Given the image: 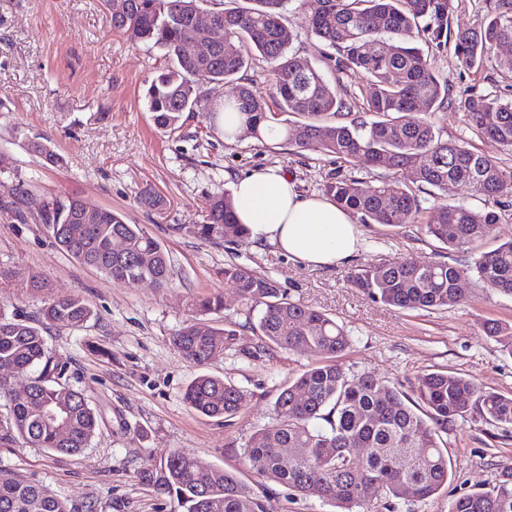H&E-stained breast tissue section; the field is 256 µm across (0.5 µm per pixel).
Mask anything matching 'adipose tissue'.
Instances as JSON below:
<instances>
[{
  "label": "adipose tissue",
  "mask_w": 512,
  "mask_h": 512,
  "mask_svg": "<svg viewBox=\"0 0 512 512\" xmlns=\"http://www.w3.org/2000/svg\"><path fill=\"white\" fill-rule=\"evenodd\" d=\"M234 214L252 242L301 263L332 268L350 258L361 232L350 213L324 196L299 192L281 168L259 169L232 191Z\"/></svg>",
  "instance_id": "obj_1"
}]
</instances>
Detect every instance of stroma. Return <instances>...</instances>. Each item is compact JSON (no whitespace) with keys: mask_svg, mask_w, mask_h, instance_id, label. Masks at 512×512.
Instances as JSON below:
<instances>
[{"mask_svg":"<svg viewBox=\"0 0 512 512\" xmlns=\"http://www.w3.org/2000/svg\"><path fill=\"white\" fill-rule=\"evenodd\" d=\"M319 7V0H305L302 9L288 10L287 25L295 33L291 51L338 78L349 94L360 95L365 74L356 68L335 72L329 48L304 28L306 15ZM423 50L447 79L453 101L473 94L512 97V73L495 62L476 71L461 65L454 48L427 43ZM164 64L160 51L113 32L101 0H0V197L22 184L29 216L25 224L0 216V266L33 271L47 281L44 288L21 293L0 287V306L33 316L52 297L74 294L91 304L96 316L87 327H53L46 337L68 384L86 390L101 417L82 453L66 456L20 443L0 447V469L42 483L92 512H173L169 498L143 486L136 472L145 459L160 460L175 450L234 471L262 491L265 483L243 450L258 429L276 426L278 389L311 364V357L276 352L252 358L257 338L249 326L240 327L237 350L213 359L207 371L244 387L250 401L233 418L213 419L186 403L185 390L199 370L171 342L197 296L221 295L226 315L239 310L223 274L231 261L254 276L275 279L293 299L342 323L352 337L342 359L350 374L369 373L407 389L421 373L447 370L483 389L512 393V357L481 331L487 319L512 324L511 297L471 278L462 285L464 306L409 312L351 287L354 269L406 257L472 262V254L443 249L418 226L361 225L356 253L330 269L294 263L248 240L230 244L194 235L213 197L256 169L283 168L307 195L320 194L338 171L371 188L386 170L362 158L342 164L319 152L262 143L246 132L228 139L219 124L207 133L196 113L184 114L175 131L161 129L144 95ZM433 122L442 138L470 141L512 171V151L475 137L462 113L440 110ZM32 139L50 145L59 163L32 151ZM147 187L169 200L164 214L140 206L137 196ZM68 194L120 212L126 223L159 239L171 258L170 285L130 288L61 251L38 215L44 202ZM447 446V489L414 503L412 512H448L452 499L490 488L501 467L512 464V430L474 415L449 427Z\"/></svg>","mask_w":512,"mask_h":512,"instance_id":"35a3bbf8","label":"stroma"}]
</instances>
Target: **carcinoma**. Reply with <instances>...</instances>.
<instances>
[{
    "label": "carcinoma",
    "instance_id": "carcinoma-1",
    "mask_svg": "<svg viewBox=\"0 0 512 512\" xmlns=\"http://www.w3.org/2000/svg\"><path fill=\"white\" fill-rule=\"evenodd\" d=\"M302 0H233V6L211 11L224 29L225 43L199 36L195 12L208 0H125L123 12L110 16L112 30L134 44L163 52L167 65L145 92L148 110L158 125L177 129L182 115L211 107L199 91L205 78L222 84L224 137L235 122L252 128L263 142L276 140L301 150L334 156L342 162L362 156L373 166L394 172L366 190L362 181L337 172L322 187L323 195L358 217L362 224H418L426 235L449 249L475 255L473 264L441 260L397 263L358 269L352 287L375 302L405 311L462 306L468 298L456 288L461 278H477L485 287L512 296V241L483 249L487 229L500 222L493 210L464 203L435 201L424 206L421 194L445 195L450 186H469L489 200L512 193V172L479 154L465 140L442 139L428 119L414 113L448 107V85L418 46L448 43L453 0H322L319 13L305 18L306 30L336 51L334 70L357 67L366 75L362 103L343 92L319 68L290 52L293 34L284 24L287 6ZM399 52L386 56L383 40ZM512 42V0H495L481 25L461 31L455 52L462 65L480 68L494 57L496 46ZM194 44V51L185 47ZM269 65L272 83L265 94L242 82L254 55ZM372 114L367 121L354 107ZM478 136L512 149V99L470 96L456 103ZM306 135L293 140L295 126ZM155 213L169 201L152 189L138 197ZM23 192L0 198V213L21 224L28 221ZM88 208L97 210L94 224L73 233L69 218ZM55 243L80 264L93 266L112 280L133 287L149 281L159 288L171 282L166 248L138 224L76 195L58 196L39 215ZM202 239L237 243L247 236L233 219L230 192L215 196L205 223L194 225ZM224 280L237 293L246 320H255L257 358L272 352L307 353L315 358L282 386L273 404L278 425L255 433L245 456L264 481L306 497L331 502L337 512H395L397 506L432 498L448 487V424L476 413L485 422L512 427V395L487 391L446 370L424 373L411 394L368 373L351 376L339 357L351 346L345 327L326 313L288 296L271 278H257L233 262L224 265ZM44 288V279L0 266V284ZM192 319L172 336V344L188 362L203 368L237 347L238 323L211 324L208 316L224 310L221 296L199 297ZM95 316L78 296L52 297L31 317L0 309V401L9 414L0 418V446L20 441L53 453L77 455L88 448L99 420L86 391L64 380L44 336L48 325L81 329ZM484 336L512 357V326L488 319ZM26 373L29 388L16 394L4 373ZM64 398L57 418L47 406ZM248 393L231 381L208 373L187 387L185 401L213 418H232L247 405ZM364 449L357 457L353 449ZM288 463H283V456ZM137 478L177 502L178 512H270L267 493L248 488L236 473L200 464L183 451L148 460ZM0 512H78L41 484L0 470ZM449 512H512V466L499 471L487 490L462 495Z\"/></svg>",
    "mask_w": 512,
    "mask_h": 512
}]
</instances>
